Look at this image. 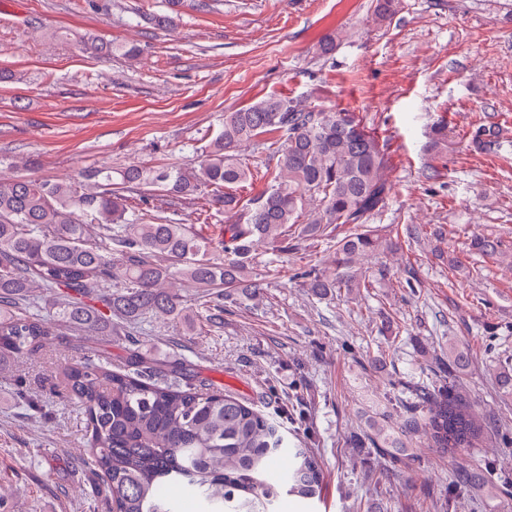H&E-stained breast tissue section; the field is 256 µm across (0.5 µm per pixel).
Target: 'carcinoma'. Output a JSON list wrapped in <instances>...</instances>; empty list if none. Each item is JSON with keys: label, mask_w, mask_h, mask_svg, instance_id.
Wrapping results in <instances>:
<instances>
[{"label": "carcinoma", "mask_w": 512, "mask_h": 512, "mask_svg": "<svg viewBox=\"0 0 512 512\" xmlns=\"http://www.w3.org/2000/svg\"><path fill=\"white\" fill-rule=\"evenodd\" d=\"M401 0H376L374 15L392 19ZM278 133L277 158L266 189L247 201L232 191L252 176L240 151L264 134ZM497 132L486 125L472 143L487 147ZM388 155L360 119L347 111L311 110L286 97H268L224 113L221 130L188 167L129 165L95 169L82 180L43 181L0 175V366L41 351L68 331L93 340L112 335V318L137 324L148 315L191 327L178 288L198 298L260 295L263 279L251 261L260 247L278 253L296 238L335 241L329 275L301 273L318 296L365 284L356 266L393 229L371 226L390 193ZM159 186L169 202L193 207L200 197L224 214V258L212 241L156 208L151 215L129 198ZM102 231L115 249L95 240ZM467 251L492 257L498 241L472 235ZM63 292L50 315L30 310L42 290ZM68 398L84 419L82 463L101 477L111 512H181L186 500L199 512H273L279 491L269 480L275 460L288 456L279 478L290 496L321 495L323 474L307 448H292L279 426L254 404L211 384H182L187 368L152 363L132 349L124 368L92 353L65 368ZM416 390L399 401L403 423L384 414L349 436L395 461L393 449L416 434L452 453L472 446L487 428L453 384ZM452 486L480 495L498 493L481 468L455 471Z\"/></svg>", "instance_id": "obj_1"}]
</instances>
